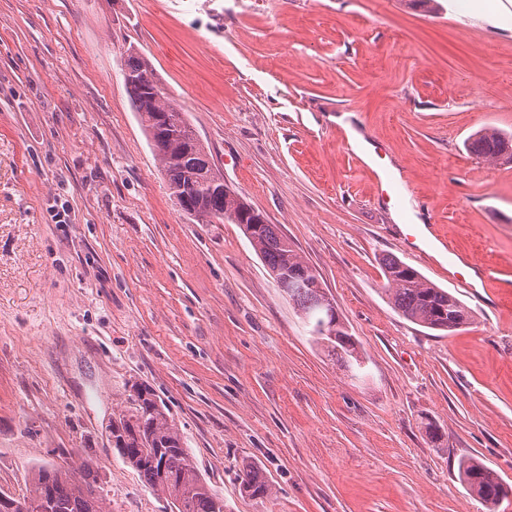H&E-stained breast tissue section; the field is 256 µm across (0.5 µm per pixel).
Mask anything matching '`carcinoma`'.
<instances>
[{
  "mask_svg": "<svg viewBox=\"0 0 512 512\" xmlns=\"http://www.w3.org/2000/svg\"><path fill=\"white\" fill-rule=\"evenodd\" d=\"M124 87L167 178L171 195L181 211L199 224L217 220L237 224L260 256L272 278L288 276L294 287L288 300L303 315L312 331L333 320L325 305L321 276L296 252L275 224L252 230L260 216L210 161L209 153L191 128L184 110L166 96L149 59L130 46L125 50ZM471 154L489 163H512V133L483 128L469 139ZM386 292L394 310L405 319L430 330L453 334L470 324L471 311L453 293L430 281L394 255L381 260ZM327 344L348 368L361 366L356 342L345 326L336 336H314ZM112 441L119 455L153 490L163 492L176 512H224V499L202 478L194 458L182 445L178 430L147 387L138 390L133 413L112 425ZM459 476L467 490L478 497L488 512H498L509 495L498 474L475 458L459 462ZM98 474L90 466L78 470L67 460L38 466L22 498L37 503L43 512H104ZM241 489L254 498L269 495L271 487L263 471L243 469Z\"/></svg>",
  "mask_w": 512,
  "mask_h": 512,
  "instance_id": "cac0c4a2",
  "label": "carcinoma"
}]
</instances>
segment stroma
Segmentation results:
<instances>
[{"label": "stroma", "mask_w": 512, "mask_h": 512, "mask_svg": "<svg viewBox=\"0 0 512 512\" xmlns=\"http://www.w3.org/2000/svg\"><path fill=\"white\" fill-rule=\"evenodd\" d=\"M438 3L0 0V491L63 452L98 467L105 512H170L112 446L138 385L226 512H486L459 478L469 456L512 486V290H457L474 319L449 336L392 310L380 264L450 287L391 232L410 218L512 281V164L465 149L512 132V0ZM130 46L320 273L358 373L239 225L176 206L123 88ZM379 168L399 207L374 206ZM250 464L268 497L242 491Z\"/></svg>", "instance_id": "stroma-1"}]
</instances>
